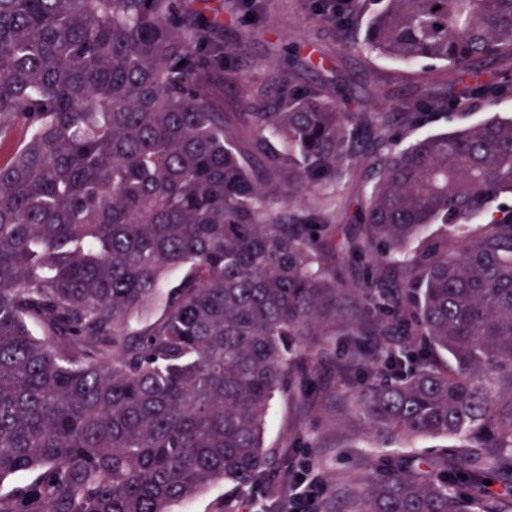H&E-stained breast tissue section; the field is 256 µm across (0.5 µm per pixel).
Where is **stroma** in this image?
I'll list each match as a JSON object with an SVG mask.
<instances>
[{"mask_svg": "<svg viewBox=\"0 0 512 512\" xmlns=\"http://www.w3.org/2000/svg\"><path fill=\"white\" fill-rule=\"evenodd\" d=\"M198 8L213 39L226 51L224 68L231 79L224 85L225 111H252L251 90L260 85L271 88L288 78L295 85H318L332 94L351 92L352 107L360 112H400L408 101L419 102L434 114L424 127L428 133L451 132L496 114L512 116L510 94L498 99L478 95L475 81H461L459 74L448 73L440 64L403 63L369 54L358 34L343 40L316 0H200ZM466 97L473 100L469 112L457 106ZM437 98L448 100L447 112L434 113L432 103ZM364 193L358 171L336 188V249L330 264H337L341 257L338 244L356 230L345 204ZM350 350L346 337H330L321 362V391L310 401L293 394L277 396L265 430L266 446L283 453L278 469L269 475L270 483L284 486L293 473L310 466L322 485L319 503L328 512L336 508L337 479L361 474L365 463L381 453L362 427L346 423L343 417L336 366L348 358ZM266 486L236 494L219 483L178 505L176 512H224L229 496L236 498L239 512H277L278 500L268 495Z\"/></svg>", "mask_w": 512, "mask_h": 512, "instance_id": "1", "label": "stroma"}]
</instances>
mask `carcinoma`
Listing matches in <instances>:
<instances>
[{"label": "carcinoma", "mask_w": 512, "mask_h": 512, "mask_svg": "<svg viewBox=\"0 0 512 512\" xmlns=\"http://www.w3.org/2000/svg\"><path fill=\"white\" fill-rule=\"evenodd\" d=\"M440 9H435V6ZM403 62L479 72L512 56V0H321ZM193 0H0V512H172L242 492L277 453L275 396L309 395L320 353L380 448L337 512H512V117L404 142L429 114L340 112L279 81L224 111L228 76ZM368 189L327 263L334 189ZM439 230H431L432 225ZM182 276L165 288L166 275ZM162 313L139 331L156 303ZM443 350L441 369L416 348Z\"/></svg>", "instance_id": "cac0c4a2"}]
</instances>
